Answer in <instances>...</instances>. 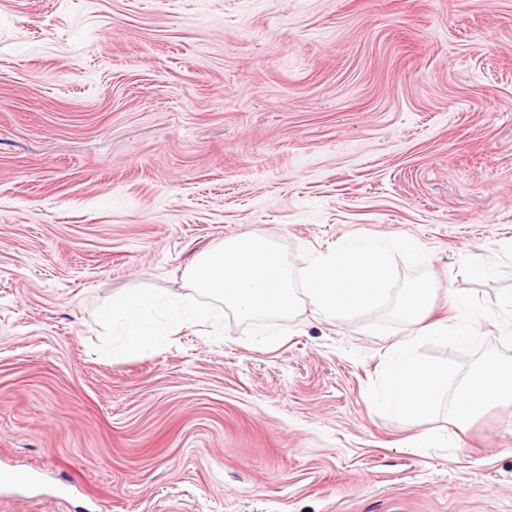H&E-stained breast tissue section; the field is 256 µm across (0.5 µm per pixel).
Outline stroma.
<instances>
[{
	"mask_svg": "<svg viewBox=\"0 0 512 512\" xmlns=\"http://www.w3.org/2000/svg\"><path fill=\"white\" fill-rule=\"evenodd\" d=\"M257 234L296 267L419 239L436 288L512 287V0H0V512H512V404L378 413L406 324L303 304L97 352L98 308L190 289ZM423 432L448 439L415 448Z\"/></svg>",
	"mask_w": 512,
	"mask_h": 512,
	"instance_id": "stroma-1",
	"label": "stroma"
}]
</instances>
